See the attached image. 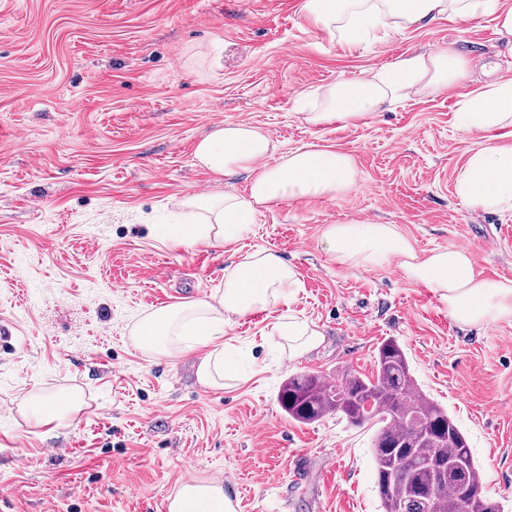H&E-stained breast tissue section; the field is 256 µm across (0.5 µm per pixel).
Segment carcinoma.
Wrapping results in <instances>:
<instances>
[{"instance_id": "cac0c4a2", "label": "carcinoma", "mask_w": 512, "mask_h": 512, "mask_svg": "<svg viewBox=\"0 0 512 512\" xmlns=\"http://www.w3.org/2000/svg\"><path fill=\"white\" fill-rule=\"evenodd\" d=\"M374 366L372 375L347 373L338 384L314 374L292 376L280 387L279 403L301 424L336 413L355 426H378L371 448L375 472L393 477L391 490L379 496L383 512H503L499 503L484 496L462 430L419 389L396 340L380 344ZM394 444L406 447L409 461L403 467ZM438 454L448 459V469L429 466ZM465 485L471 492L464 496Z\"/></svg>"}]
</instances>
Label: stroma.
Segmentation results:
<instances>
[{"instance_id":"35a3bbf8","label":"stroma","mask_w":512,"mask_h":512,"mask_svg":"<svg viewBox=\"0 0 512 512\" xmlns=\"http://www.w3.org/2000/svg\"><path fill=\"white\" fill-rule=\"evenodd\" d=\"M302 0H0V512H167L189 478L217 479L241 512H381L368 425H310L278 402L288 376L371 374L397 340L512 512V322L459 329L432 289L397 263H329L331 224H392L418 254L465 247L485 277L512 280V215L474 212L454 185L477 136L456 114L470 93L512 79L493 18H441L352 46L301 15ZM452 47L476 67L460 87L389 99L364 125L303 116L328 87L398 57ZM224 122L266 133L282 154L308 143L350 153L336 197L274 201L221 247L166 239L194 224L187 197L247 193L251 177L197 165ZM270 249L297 274L290 305L237 320L219 341L239 365L221 389L193 357L133 340L150 310L207 298L245 254ZM316 325L321 347L289 358L283 317ZM79 389L72 422L42 433L33 395Z\"/></svg>"}]
</instances>
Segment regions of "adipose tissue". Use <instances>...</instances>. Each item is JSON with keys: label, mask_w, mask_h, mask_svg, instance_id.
<instances>
[{"label": "adipose tissue", "mask_w": 512, "mask_h": 512, "mask_svg": "<svg viewBox=\"0 0 512 512\" xmlns=\"http://www.w3.org/2000/svg\"><path fill=\"white\" fill-rule=\"evenodd\" d=\"M304 18L329 36L354 44L389 26H423L446 15L463 21L494 16L500 32L512 36V7L501 0H303ZM469 61L448 48L430 54L410 53L360 81L336 85L323 105L305 120L314 126L366 122L388 95L437 92L469 81ZM462 128L480 133L455 181V193L473 211H512V144H500L498 131L512 127V79L487 86L468 97L459 114ZM267 134L248 124L227 122L210 128L195 148L197 163L218 176L252 173L247 194L214 193L188 198L187 206L206 214L202 224H175L169 233L179 243L198 239L221 247L251 226L261 207L283 198L333 197L354 183L355 163L345 152L307 144L284 155L275 166L257 168L269 153ZM330 262L381 268L398 261L406 279L432 288L448 305L460 328L512 321V281H492L474 265L468 249H437L421 256L391 224H331L324 232ZM299 288L295 271L278 253L265 249L244 255L224 279L223 289L197 299L155 309L138 324L137 346L149 354L179 358L197 354L200 385L223 388L233 373L224 363L216 338L234 319L290 303ZM82 395L69 391L54 397H29L22 405L29 423L60 424L82 413ZM221 482L180 484L167 499L168 512H229Z\"/></svg>", "instance_id": "adipose-tissue-1"}]
</instances>
